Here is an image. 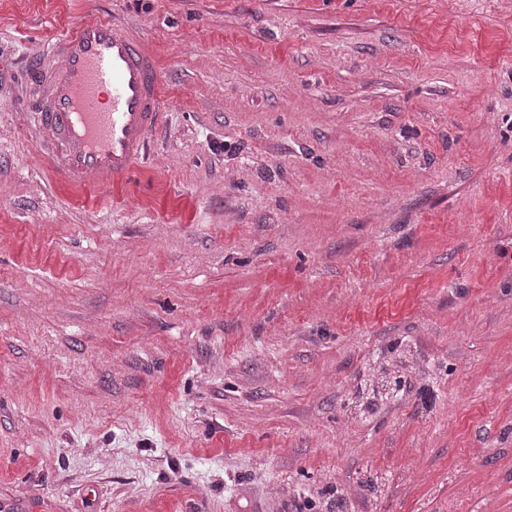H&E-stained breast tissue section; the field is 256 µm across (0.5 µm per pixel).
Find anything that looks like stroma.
<instances>
[{
  "mask_svg": "<svg viewBox=\"0 0 512 512\" xmlns=\"http://www.w3.org/2000/svg\"><path fill=\"white\" fill-rule=\"evenodd\" d=\"M130 22L168 125L109 192L0 78V504L512 512V0H0Z\"/></svg>",
  "mask_w": 512,
  "mask_h": 512,
  "instance_id": "1",
  "label": "stroma"
}]
</instances>
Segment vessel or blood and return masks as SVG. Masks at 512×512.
Here are the masks:
<instances>
[{
    "label": "vessel or blood",
    "instance_id": "b4317fda",
    "mask_svg": "<svg viewBox=\"0 0 512 512\" xmlns=\"http://www.w3.org/2000/svg\"><path fill=\"white\" fill-rule=\"evenodd\" d=\"M24 110L48 169L79 187L119 186L165 119L160 72L125 22L88 19L39 49Z\"/></svg>",
    "mask_w": 512,
    "mask_h": 512
}]
</instances>
